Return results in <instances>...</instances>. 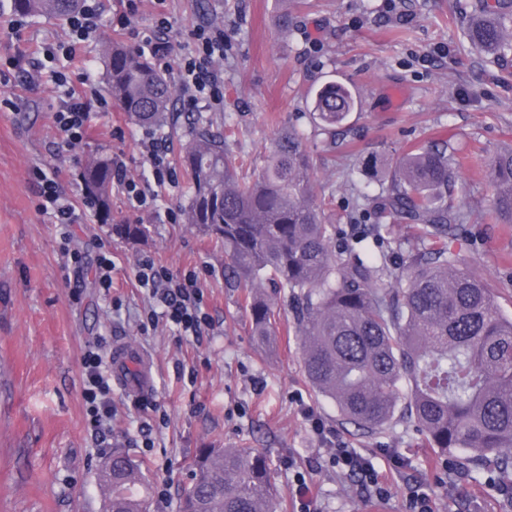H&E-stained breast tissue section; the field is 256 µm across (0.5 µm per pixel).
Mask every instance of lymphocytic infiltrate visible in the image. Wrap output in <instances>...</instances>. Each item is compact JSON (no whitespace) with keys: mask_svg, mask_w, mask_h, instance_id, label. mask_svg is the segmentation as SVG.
Segmentation results:
<instances>
[{"mask_svg":"<svg viewBox=\"0 0 512 512\" xmlns=\"http://www.w3.org/2000/svg\"><path fill=\"white\" fill-rule=\"evenodd\" d=\"M194 36L195 52L184 58L180 66L183 104L190 108L201 104L211 108L221 106L224 103V72L219 64L224 59V32L202 26L196 29ZM55 49L52 43L39 46L38 58L32 59L19 85L31 90L41 84L43 78H51L61 99L59 109L53 114L55 138L60 147L72 149L84 139L91 106L96 104L104 108L108 102L90 77L75 79L61 71L46 72L43 60L53 55ZM32 176L40 186L38 209L53 212L59 223H75V207L62 188L58 172L48 173L36 166ZM134 270L135 279L149 300L145 314L147 323L162 317L177 335L196 338L210 330L211 322L203 310V292L196 273H173L149 257L137 259ZM81 362L88 425L93 431L101 432L111 424L113 417L111 378L102 346L85 350Z\"/></svg>","mask_w":512,"mask_h":512,"instance_id":"obj_1","label":"lymphocytic infiltrate"}]
</instances>
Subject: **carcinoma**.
<instances>
[{"label":"carcinoma","mask_w":512,"mask_h":512,"mask_svg":"<svg viewBox=\"0 0 512 512\" xmlns=\"http://www.w3.org/2000/svg\"><path fill=\"white\" fill-rule=\"evenodd\" d=\"M81 0H13L15 11L66 18ZM467 38L497 60L512 52V0H470ZM107 89L136 124L164 121L176 97L171 79L118 41L102 46ZM349 89L316 91V127L336 138L354 111ZM190 173L185 223L224 243L229 282L248 289L253 335L269 342L274 309L269 282L289 297L303 367L315 392L332 400L358 430L385 432L395 416L415 422L430 448L470 452L479 475L496 467L512 481V318L503 316L491 283L461 253L467 212L454 205L456 159L445 145L416 146L364 195L362 211L409 224L416 241L391 288L382 286L390 252L332 245L315 199L314 164L303 137L283 132L265 167L248 173L224 147V132L203 119L191 127L182 157ZM492 209L512 224V148L490 163ZM85 192L112 221V162L90 160ZM107 512H146L150 487L141 466L115 450L99 475ZM281 493L271 461L257 448H200L179 512H276Z\"/></svg>","instance_id":"obj_1"}]
</instances>
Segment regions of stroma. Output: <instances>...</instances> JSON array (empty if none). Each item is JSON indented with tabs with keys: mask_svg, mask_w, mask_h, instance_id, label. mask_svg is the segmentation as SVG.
Returning <instances> with one entry per match:
<instances>
[{
	"mask_svg": "<svg viewBox=\"0 0 512 512\" xmlns=\"http://www.w3.org/2000/svg\"><path fill=\"white\" fill-rule=\"evenodd\" d=\"M462 0H142L131 20L134 44L157 14L171 26L177 58L195 51L193 33L211 24L224 31V104L201 114L223 128L229 152L245 168L261 169L277 137L303 133L318 179L317 193L336 243L361 236L360 193L378 191L375 165L392 162L411 145L447 142L461 168L454 203L469 215L471 238L463 254L490 280L501 313L512 317V224L491 213L489 172L494 154L512 145V58L494 61L464 35ZM101 25L80 55L98 89H105L103 43L118 0H100ZM289 14L288 28L279 17ZM11 0H0V69L26 63L36 45L65 35V23L26 14L10 30ZM336 81L355 94L347 132L335 142L316 132L309 102ZM0 110V512H102L98 465L112 449L126 451L151 487L149 512H178L197 449L248 447L273 461L285 490L283 512H297L289 490L303 476L316 512H411L416 491L431 496L433 512H512L498 485L474 481L468 454L450 455L448 472L412 424L399 420L385 434H363L343 424L335 404L304 377L301 340L286 297L275 294L271 342L253 336L245 312L247 291L227 283L224 248L187 224H169L166 208L184 209L190 177L156 188L139 151L147 128L133 125L119 106L92 107L82 143L59 151L52 114L60 99L46 82ZM121 128L113 136V128ZM122 156L129 173L158 192L155 212L134 216L113 189L112 221L86 206L80 174L93 157ZM62 169L79 216L71 231L88 254L106 250L114 270L110 289L95 287L91 272L64 269L59 224L38 210L34 166ZM139 222L146 236L128 241L117 224ZM173 273L196 272L212 327L196 339L177 337L165 320L139 328L147 299L134 279L138 257ZM125 342L154 365V387L135 399L112 389V428L87 425L81 356L100 343ZM312 410L329 435L321 440L304 415ZM151 447H144V440ZM372 461L386 495L363 493L356 478L330 460L331 441Z\"/></svg>",
	"mask_w": 512,
	"mask_h": 512,
	"instance_id": "35a3bbf8",
	"label": "stroma"
}]
</instances>
